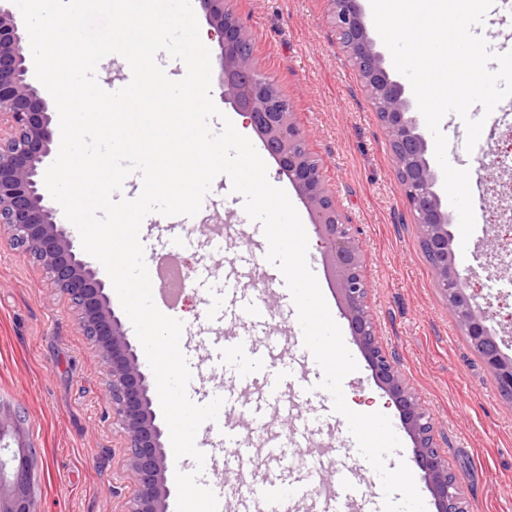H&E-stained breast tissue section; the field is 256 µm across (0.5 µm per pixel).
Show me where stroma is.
Masks as SVG:
<instances>
[{
    "label": "stroma",
    "instance_id": "35a3bbf8",
    "mask_svg": "<svg viewBox=\"0 0 512 512\" xmlns=\"http://www.w3.org/2000/svg\"><path fill=\"white\" fill-rule=\"evenodd\" d=\"M227 5L254 45L260 73L274 79L287 96L337 205L357 231L378 336L396 354L407 381L434 418L441 433L440 451L464 488L470 512H512V405L502 399L494 377L471 351L437 287L399 184L386 129L358 71L336 47L324 0H228ZM509 111L512 97L488 115L481 106L471 107V118L485 121L478 150L471 154L465 150L462 119L450 113L441 122L450 164L477 175L490 199L499 179L512 172L494 165L499 144L512 139V123L503 118ZM225 182L222 175L214 179L193 223L179 230L180 261L195 271L217 266L235 273L240 288L272 298L275 313L266 331L279 345L262 375L238 391L246 402L262 405L271 434L280 435L284 423L320 407L322 401L313 395L300 398L289 388L282 390L280 402L266 398L267 374L297 357L292 329L297 310L284 280H265L262 226L248 218L243 197L228 192ZM216 214L224 225L220 251L202 232ZM497 231L492 211H485L466 248L455 251L458 268L483 264L487 277L512 279V268H499L491 252ZM308 242V264L316 269L325 301L358 365L342 383L346 403L359 413L380 411L389 417L402 445L400 454L387 459L388 467H396L410 461L411 439L353 340L316 235H309ZM475 302L488 311L490 326L512 347V288H482ZM177 310L183 322L181 350L199 373L196 391L223 390L224 373L209 367V351L225 337L247 331L248 323L215 320L210 341L202 343L198 334L206 321L199 296L185 290ZM0 412L23 419L26 440L35 452L31 472L42 512H120L128 480L113 450L105 371L92 355L72 306L55 294L27 254L4 243ZM320 445L326 451L320 460L322 479L335 482L338 472L357 465L348 451L343 417L337 413L308 446L296 449L289 467L268 456L262 438H254L255 464L245 470L247 484H261L285 470L305 474V457Z\"/></svg>",
    "mask_w": 512,
    "mask_h": 512
}]
</instances>
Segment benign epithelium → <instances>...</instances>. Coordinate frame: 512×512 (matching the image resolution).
I'll return each instance as SVG.
<instances>
[{"mask_svg":"<svg viewBox=\"0 0 512 512\" xmlns=\"http://www.w3.org/2000/svg\"><path fill=\"white\" fill-rule=\"evenodd\" d=\"M0 0V240L22 249L38 264L55 291L67 298L92 343V354L106 369L112 425L130 480L121 512H167L168 455L164 429L153 409L154 395L141 370L137 347L112 309L107 284L87 261L61 221L47 193L44 174L53 145V115L33 66L23 52L24 28ZM328 18L343 35L339 48L357 61L369 97L384 106L381 121L396 159L400 185L408 198L423 247L433 256L437 287L468 336L473 350L495 378L500 392L512 387V355L502 349L473 305L475 270L461 274L455 261L454 234L437 185L439 174L429 158V143L413 112L405 86L385 66L371 36L359 0H326ZM208 24L219 37L216 56L224 99L259 136L309 209L315 234L324 248L330 276L343 304L352 337L373 374L402 416L412 440L411 460L424 473L436 512H469L465 492L438 450L435 422L409 387L399 364L376 333L363 275V251L349 218L336 204L318 159L290 112L279 86L259 76L253 56L242 52L247 37L225 0H201ZM0 512H41L18 419L0 416Z\"/></svg>","mask_w":512,"mask_h":512,"instance_id":"benign-epithelium-1","label":"benign epithelium"}]
</instances>
